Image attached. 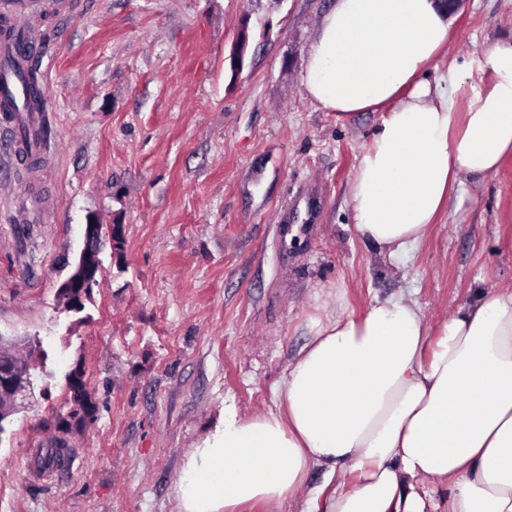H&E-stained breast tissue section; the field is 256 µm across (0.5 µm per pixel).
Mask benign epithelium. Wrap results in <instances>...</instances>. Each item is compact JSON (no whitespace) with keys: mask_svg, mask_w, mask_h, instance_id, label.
Listing matches in <instances>:
<instances>
[{"mask_svg":"<svg viewBox=\"0 0 512 512\" xmlns=\"http://www.w3.org/2000/svg\"><path fill=\"white\" fill-rule=\"evenodd\" d=\"M124 242L125 225L115 222L100 224L88 220L85 224L83 249L73 272L58 291L63 310L79 312L83 309L84 300L99 285L100 254L103 247L110 246L112 254L116 256L123 252ZM24 349H31V344L0 334V424L17 411L19 400L31 390L30 371L35 361L29 356L20 359L15 355L16 351ZM70 388L69 410L62 418L63 429L66 431L91 421L96 412L89 394L82 388L79 374L73 375Z\"/></svg>","mask_w":512,"mask_h":512,"instance_id":"1","label":"benign epithelium"}]
</instances>
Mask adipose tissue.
<instances>
[{
    "mask_svg": "<svg viewBox=\"0 0 512 512\" xmlns=\"http://www.w3.org/2000/svg\"><path fill=\"white\" fill-rule=\"evenodd\" d=\"M450 35L440 0H336L307 50L313 103L382 115L349 198L359 237L392 256L423 242L463 176L512 156V38L443 68ZM316 467L326 482L300 512H427L443 485L449 512H512V289L436 329L402 298L328 315L273 407L225 406L177 481L180 510L270 512Z\"/></svg>",
    "mask_w": 512,
    "mask_h": 512,
    "instance_id": "adipose-tissue-1",
    "label": "adipose tissue"
}]
</instances>
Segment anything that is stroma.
<instances>
[{
    "mask_svg": "<svg viewBox=\"0 0 512 512\" xmlns=\"http://www.w3.org/2000/svg\"><path fill=\"white\" fill-rule=\"evenodd\" d=\"M34 65L50 153L0 180V334L43 354L0 434V512H179L176 483L225 404L265 412L315 320L390 297L431 326L512 287V158L465 177L416 249L365 244L348 186L382 115L313 103L301 72L333 0H44ZM250 39L239 71V20ZM457 63L512 37V0H463ZM122 258L79 313L57 291L89 216ZM94 420L61 434L70 375ZM58 469L36 459L56 440Z\"/></svg>",
    "mask_w": 512,
    "mask_h": 512,
    "instance_id": "obj_1",
    "label": "stroma"
}]
</instances>
